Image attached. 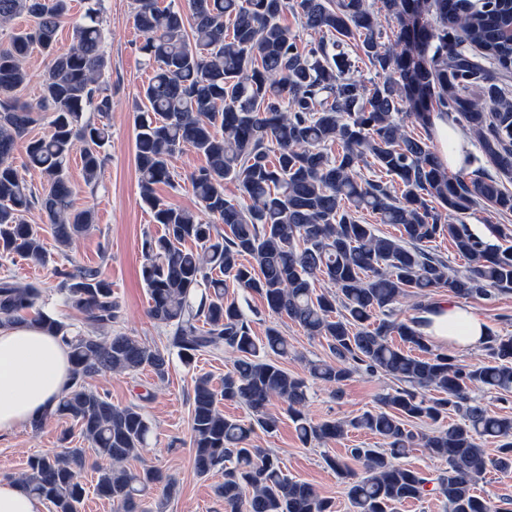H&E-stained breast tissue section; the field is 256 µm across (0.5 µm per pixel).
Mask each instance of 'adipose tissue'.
Instances as JSON below:
<instances>
[{"mask_svg": "<svg viewBox=\"0 0 512 512\" xmlns=\"http://www.w3.org/2000/svg\"><path fill=\"white\" fill-rule=\"evenodd\" d=\"M432 136L445 166L465 167L472 151L466 131L444 112L430 115ZM425 336L460 348L486 343L485 320L470 307L441 303L426 315ZM68 347L32 322L0 327V436L32 426L53 409L70 384Z\"/></svg>", "mask_w": 512, "mask_h": 512, "instance_id": "obj_1", "label": "adipose tissue"}]
</instances>
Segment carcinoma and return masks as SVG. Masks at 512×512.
Here are the masks:
<instances>
[{
  "instance_id": "1",
  "label": "carcinoma",
  "mask_w": 512,
  "mask_h": 512,
  "mask_svg": "<svg viewBox=\"0 0 512 512\" xmlns=\"http://www.w3.org/2000/svg\"><path fill=\"white\" fill-rule=\"evenodd\" d=\"M68 12L69 0H0V28L23 16L32 21L9 33L0 49V258L47 262L39 229L25 221L37 205L62 249L92 228L91 211L74 208L67 168L81 145L84 186L95 190L109 127L82 117L112 109V87L102 81L111 33L100 21L101 0H94L72 22L71 46L60 52L56 34ZM288 13L318 37L298 42L283 24ZM384 14L398 24L389 46L381 42ZM133 24L146 35L139 51L152 71L136 116L138 182L154 222L164 227L142 242L149 314L172 327L171 346L187 364L226 347L239 354L221 388L206 375L194 378L198 474L224 467L216 494L227 512H334L332 501L289 478L264 449L249 446L254 426L277 428L268 409L276 397L288 404L306 445L352 430L382 440L380 448L349 450L362 466L358 475L345 460L326 458L348 480L353 512H394L430 491L449 512H494L476 483L490 464L512 466V416L488 413L470 391L512 393V338L489 336V360L461 365L434 352L418 330L421 320L399 318L394 306L403 296L425 299L438 288L458 298L512 289V246L488 243L465 223L481 202L512 213V192L502 182L512 178V98L466 52L478 48L502 76L512 73V41L505 38L512 0H492L480 14L467 0H185L163 7L135 0ZM346 46L367 59L379 81L368 86L351 73ZM35 47L51 62L34 109L17 92L27 83L24 60ZM36 110L52 114V132L29 139ZM432 112L455 115L500 177L449 175L438 149L404 130L406 118L428 127ZM21 142L27 166L42 176L38 188L11 162ZM185 147L206 158L189 176L200 214L155 194L158 184L179 185L172 159ZM361 167L372 177L360 174ZM227 183L239 199L224 195ZM365 212L395 225L399 235L376 234L362 223ZM439 239L465 261V276H450L447 261L425 249ZM56 277L65 303L85 324L77 330L43 312L34 319L69 346L73 367L67 392L35 426L52 417L74 421L82 441L106 461L97 466L94 493L121 512H151L145 497L159 486L168 499L175 483L154 467L133 471L126 462L147 447L152 426L137 406L113 405L88 380L147 367L162 378L168 360L131 336L107 332L118 304L99 269H58ZM321 278L335 291L316 292ZM229 281L327 340L335 362L311 363V377L340 384L363 365L407 387L349 420L312 422L300 409L306 381L267 358L287 355L288 339L270 327L256 340L241 309L224 299ZM41 298L37 283L0 281V324L17 321ZM220 398L246 405L254 422L224 416ZM452 413L460 419L448 421ZM417 421L431 431L415 430ZM488 439L498 443L495 459L482 448ZM417 445L447 465L438 477L400 463ZM85 462L86 449L78 447L34 456L18 482L54 512H79L87 495L79 478Z\"/></svg>"
}]
</instances>
